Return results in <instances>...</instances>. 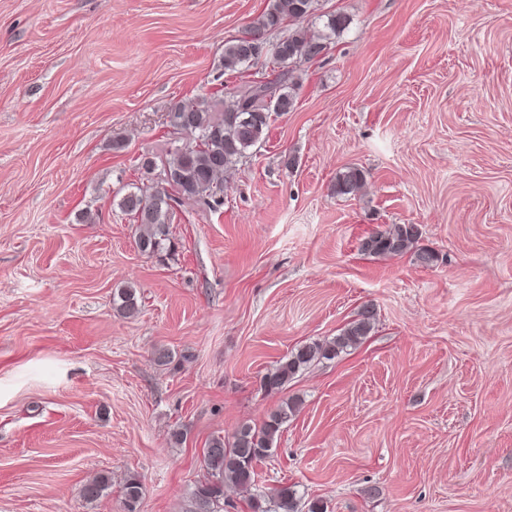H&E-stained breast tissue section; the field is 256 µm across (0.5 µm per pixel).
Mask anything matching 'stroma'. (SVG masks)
<instances>
[{"instance_id":"1","label":"stroma","mask_w":512,"mask_h":512,"mask_svg":"<svg viewBox=\"0 0 512 512\" xmlns=\"http://www.w3.org/2000/svg\"><path fill=\"white\" fill-rule=\"evenodd\" d=\"M268 3L0 0V512H124L131 474L140 512H185L208 440L286 397L260 490L512 512V0H314L350 24L300 66L294 109L222 204H176L173 256L136 246L121 192L151 184L174 103L224 94V43ZM349 166L366 188L336 195ZM389 224L437 264L363 255ZM366 305L361 344L261 390ZM112 303L117 314L125 318L134 316L139 311L135 289L131 287L120 288L114 294ZM111 488V474L101 472L82 485L80 496L86 503L91 504L106 496ZM122 491L126 512H139L137 507L143 496V485L140 478L136 475L127 476Z\"/></svg>"}]
</instances>
